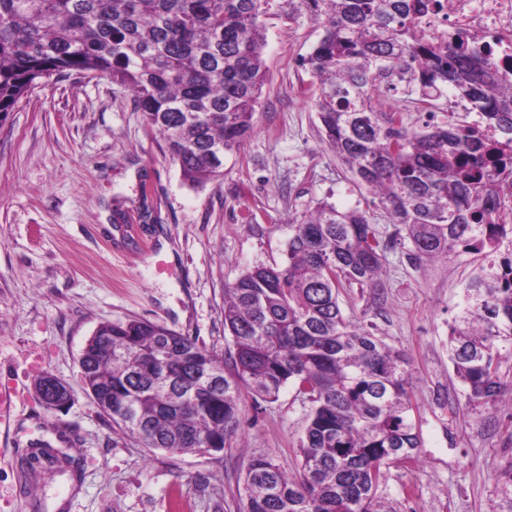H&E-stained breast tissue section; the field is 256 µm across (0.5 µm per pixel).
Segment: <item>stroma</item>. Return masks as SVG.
<instances>
[{"label":"stroma","instance_id":"stroma-1","mask_svg":"<svg viewBox=\"0 0 512 512\" xmlns=\"http://www.w3.org/2000/svg\"><path fill=\"white\" fill-rule=\"evenodd\" d=\"M307 11L267 21L266 78L253 130L226 153L221 176L190 185L164 153L127 87L95 74L38 85L0 122V383L65 382L67 410L47 413L34 390L0 462V512H239L250 460L298 474L310 412L292 387L265 400L244 394L238 437L220 452L170 454L123 435L86 395L80 354L107 321L154 322L217 353L224 288L254 265L280 259L289 225L318 203L368 209L381 241L387 213L327 150L314 109L319 82L303 60L320 39ZM415 88L384 92L383 110L409 125L445 121L464 107L444 90L432 109ZM382 290L347 287L344 316L412 365L410 401L422 434L416 458L391 466L396 512H495L494 472L512 459V405L470 404L448 356V326L487 252L416 263L388 249ZM47 443L60 461L30 473L20 462Z\"/></svg>","mask_w":512,"mask_h":512}]
</instances>
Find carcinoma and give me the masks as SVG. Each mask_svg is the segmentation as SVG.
Segmentation results:
<instances>
[{
  "label": "carcinoma",
  "mask_w": 512,
  "mask_h": 512,
  "mask_svg": "<svg viewBox=\"0 0 512 512\" xmlns=\"http://www.w3.org/2000/svg\"><path fill=\"white\" fill-rule=\"evenodd\" d=\"M298 2L323 23L305 59L319 81L323 142L397 225L421 263L458 250H498L501 187L512 186V86L492 52L467 39L425 40L435 0H0V120L42 81L100 73L127 86L147 125L193 185L220 175L224 154L253 129L265 80L266 20ZM429 106L445 86L498 140L465 120L406 123L378 100L396 69ZM386 246L367 211L322 202L288 225L280 262L224 288V358L151 322L101 324L82 364L86 391L122 432L169 453L221 452L236 438L243 392L274 400L291 385L311 405L300 473L249 463L241 512H394L391 465L422 447L409 395L410 361L347 320L339 289L376 288ZM512 255L481 269L450 325L449 354L470 404L507 387ZM498 512H512V460L494 472Z\"/></svg>",
  "instance_id": "carcinoma-1"
}]
</instances>
